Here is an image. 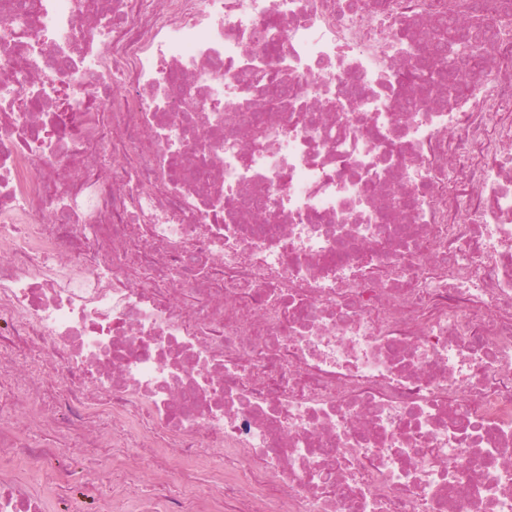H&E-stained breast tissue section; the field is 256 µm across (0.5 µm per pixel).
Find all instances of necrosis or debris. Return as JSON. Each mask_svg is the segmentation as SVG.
Listing matches in <instances>:
<instances>
[{
  "mask_svg": "<svg viewBox=\"0 0 512 512\" xmlns=\"http://www.w3.org/2000/svg\"><path fill=\"white\" fill-rule=\"evenodd\" d=\"M8 2L0 512H52L71 473L19 469L65 444L121 461L98 512L144 469L143 512H512L507 0L418 112L410 34L464 0Z\"/></svg>",
  "mask_w": 512,
  "mask_h": 512,
  "instance_id": "1",
  "label": "necrosis or debris"
}]
</instances>
